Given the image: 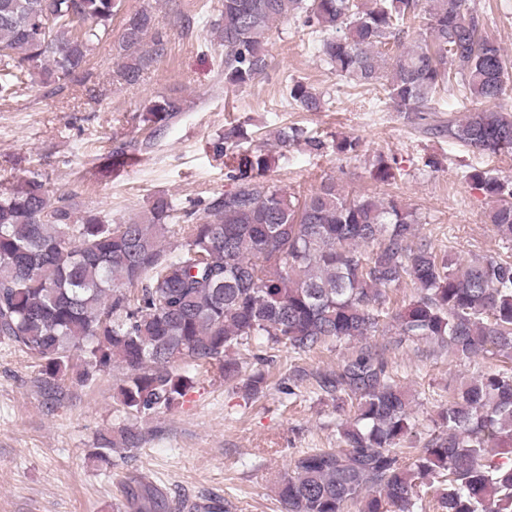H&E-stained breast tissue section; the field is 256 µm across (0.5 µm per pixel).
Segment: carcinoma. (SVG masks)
<instances>
[{"label":"carcinoma","mask_w":512,"mask_h":512,"mask_svg":"<svg viewBox=\"0 0 512 512\" xmlns=\"http://www.w3.org/2000/svg\"><path fill=\"white\" fill-rule=\"evenodd\" d=\"M120 10L121 0H0V98L25 76L63 88L110 38ZM294 15L348 83L381 86L397 111L432 132L512 153V114L491 108L508 91L504 56L468 0L425 8L420 0H221L224 82L244 87L262 76L277 25ZM419 17L423 31L407 45ZM166 44L150 10L126 15L122 78L139 82ZM458 86L478 107L429 123L436 98ZM288 95L307 112L323 107L301 81ZM180 111L174 97L150 101L153 131L143 143ZM245 139L232 127L213 143L236 186L209 198L201 217L165 196L134 217L78 212L67 196L51 199L38 176L1 191L0 340L37 363L48 394L76 366L82 383L125 368L117 399L135 419L177 404L194 384L189 367L228 379L241 373L242 350L270 363L282 348L361 340L318 377L334 399L357 401L354 421L341 426L344 448L295 460L278 482L287 512H344L352 503L361 512H512V376L491 370L464 385L442 413L445 428L407 462L395 445L410 429V400L385 351L367 342L389 316L399 335L425 337L459 359H512V261L441 258L416 234L415 211L393 199H351L333 179L302 199L291 195L265 180L267 155L243 147ZM277 140L316 154L359 147L354 137L329 144L294 126ZM370 174L394 177L381 157ZM471 179L496 201L490 222L511 236L512 182L481 171ZM407 280L420 295L391 315L389 290ZM266 384L259 369L245 391L256 396ZM127 500L135 512H157L161 494L139 483Z\"/></svg>","instance_id":"obj_1"}]
</instances>
